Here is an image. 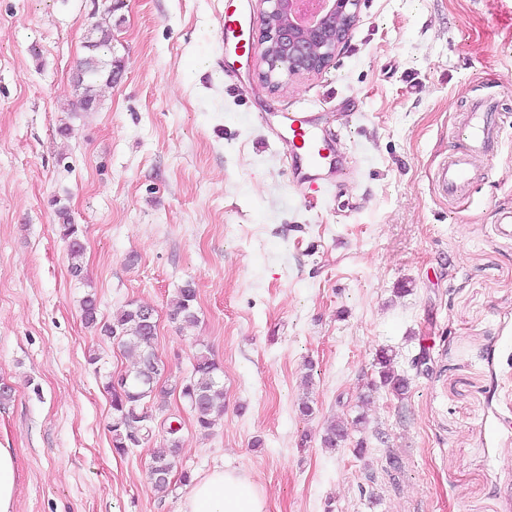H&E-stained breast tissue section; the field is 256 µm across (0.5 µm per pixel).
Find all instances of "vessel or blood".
I'll use <instances>...</instances> for the list:
<instances>
[{
    "label": "vessel or blood",
    "instance_id": "vessel-or-blood-1",
    "mask_svg": "<svg viewBox=\"0 0 512 512\" xmlns=\"http://www.w3.org/2000/svg\"><path fill=\"white\" fill-rule=\"evenodd\" d=\"M216 19L222 41L233 45L235 51L248 54L250 46L243 38L241 18L223 11ZM285 130L290 147L288 175L292 183L318 191L343 174L346 159L334 150L332 135L312 120L310 112L290 113ZM454 135L462 147L439 166L435 181L443 195L459 198L469 194L473 170L497 144L499 130L491 123L488 112L477 110L462 115Z\"/></svg>",
    "mask_w": 512,
    "mask_h": 512
}]
</instances>
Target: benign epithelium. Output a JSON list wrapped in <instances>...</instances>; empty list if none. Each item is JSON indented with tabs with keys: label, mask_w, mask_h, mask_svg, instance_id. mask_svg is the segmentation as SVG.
Segmentation results:
<instances>
[{
	"label": "benign epithelium",
	"mask_w": 512,
	"mask_h": 512,
	"mask_svg": "<svg viewBox=\"0 0 512 512\" xmlns=\"http://www.w3.org/2000/svg\"><path fill=\"white\" fill-rule=\"evenodd\" d=\"M263 5V60L268 70L262 80L272 88L281 77L320 73L335 58L357 18L359 0H318L313 17L302 22L298 0H258Z\"/></svg>",
	"instance_id": "obj_1"
}]
</instances>
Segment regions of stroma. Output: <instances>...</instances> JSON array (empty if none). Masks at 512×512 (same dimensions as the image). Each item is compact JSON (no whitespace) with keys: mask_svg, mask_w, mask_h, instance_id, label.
<instances>
[{"mask_svg":"<svg viewBox=\"0 0 512 512\" xmlns=\"http://www.w3.org/2000/svg\"><path fill=\"white\" fill-rule=\"evenodd\" d=\"M221 4L244 10L251 43L230 83ZM358 15L332 65L271 89L257 0H0V448L17 463L14 512H179L187 485L161 495L148 475L174 422L176 471H240L268 512H512V0H361ZM107 16L115 78L86 112L75 69ZM483 99L499 149L469 196L445 198L434 174ZM301 104L343 128L349 163L308 198L255 118ZM62 207L85 246L79 277ZM187 284L198 321L183 329L170 310ZM131 303L155 312L168 394L120 455L107 384L132 359L103 328ZM384 349L405 395L379 384ZM202 352L224 381L206 432L175 389ZM333 419L350 435L331 450Z\"/></svg>","mask_w":512,"mask_h":512,"instance_id":"stroma-1","label":"stroma"}]
</instances>
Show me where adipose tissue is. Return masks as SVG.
<instances>
[{"mask_svg": "<svg viewBox=\"0 0 512 512\" xmlns=\"http://www.w3.org/2000/svg\"><path fill=\"white\" fill-rule=\"evenodd\" d=\"M181 512H267V499L242 473L216 469L192 485Z\"/></svg>", "mask_w": 512, "mask_h": 512, "instance_id": "1", "label": "adipose tissue"}]
</instances>
